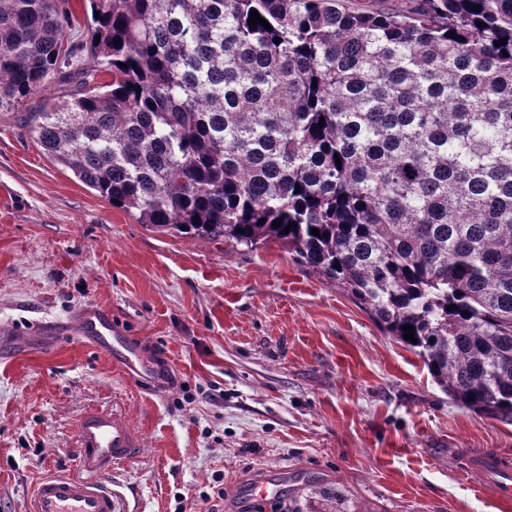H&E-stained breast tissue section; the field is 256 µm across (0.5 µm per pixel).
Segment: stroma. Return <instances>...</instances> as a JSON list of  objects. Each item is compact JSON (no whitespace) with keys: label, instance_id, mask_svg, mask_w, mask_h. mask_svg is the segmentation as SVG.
Wrapping results in <instances>:
<instances>
[{"label":"stroma","instance_id":"35a3bbf8","mask_svg":"<svg viewBox=\"0 0 512 512\" xmlns=\"http://www.w3.org/2000/svg\"><path fill=\"white\" fill-rule=\"evenodd\" d=\"M109 309L149 363L54 333ZM122 412L143 436L112 486L127 512H498L462 474L512 451L352 296L277 242L172 235L112 207L0 115V512L74 469V427ZM269 478L275 495L250 486Z\"/></svg>","mask_w":512,"mask_h":512}]
</instances>
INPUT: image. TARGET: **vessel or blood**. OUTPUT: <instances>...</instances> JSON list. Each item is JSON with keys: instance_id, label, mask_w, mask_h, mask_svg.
I'll list each match as a JSON object with an SVG mask.
<instances>
[{"instance_id": "b4317fda", "label": "vessel or blood", "mask_w": 512, "mask_h": 512, "mask_svg": "<svg viewBox=\"0 0 512 512\" xmlns=\"http://www.w3.org/2000/svg\"><path fill=\"white\" fill-rule=\"evenodd\" d=\"M76 334L93 337L99 348H110L112 314L105 308L81 309L73 323ZM76 468L71 473L42 477L27 497L24 512H124L113 490V468L135 458L143 438L117 412L94 411L76 426ZM463 468L480 489L491 493L504 512H512V454L470 449Z\"/></svg>"}]
</instances>
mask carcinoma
<instances>
[{
	"label": "carcinoma",
	"mask_w": 512,
	"mask_h": 512,
	"mask_svg": "<svg viewBox=\"0 0 512 512\" xmlns=\"http://www.w3.org/2000/svg\"><path fill=\"white\" fill-rule=\"evenodd\" d=\"M86 2L82 37L69 0H0L1 113L55 85L19 120L109 204L281 243L512 424V0Z\"/></svg>",
	"instance_id": "obj_1"
}]
</instances>
